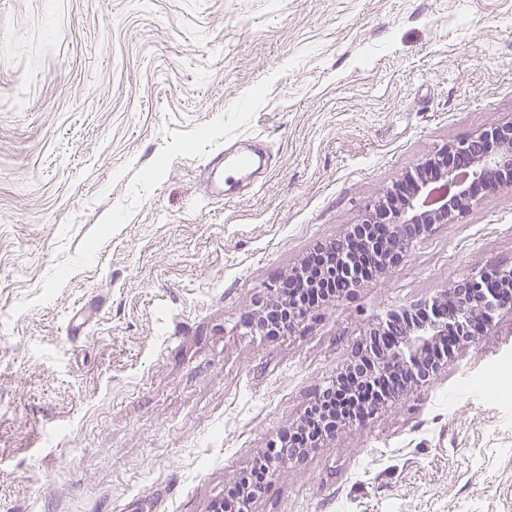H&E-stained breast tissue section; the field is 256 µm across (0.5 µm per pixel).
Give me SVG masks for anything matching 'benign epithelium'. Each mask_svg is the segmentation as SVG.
Here are the masks:
<instances>
[{
    "label": "benign epithelium",
    "mask_w": 512,
    "mask_h": 512,
    "mask_svg": "<svg viewBox=\"0 0 512 512\" xmlns=\"http://www.w3.org/2000/svg\"><path fill=\"white\" fill-rule=\"evenodd\" d=\"M434 169L437 178L426 177ZM403 183L412 186L407 198L393 204L377 201L369 207L363 223L384 224L385 237L365 234L342 239L339 262L331 271L341 284L351 286L361 277L358 250L377 258L378 272L398 264L411 245L427 236L436 224H451L473 201L479 191L512 186V122L485 128L472 136L438 150L422 167L408 171ZM427 312L424 321L407 324L401 334L392 335L391 318L372 324L368 335L376 356L372 374L387 376L428 371L435 378L439 364L427 370V357L442 345L446 354L472 342L488 316L512 309V270L495 269L480 280L468 281L414 306Z\"/></svg>",
    "instance_id": "benign-epithelium-1"
}]
</instances>
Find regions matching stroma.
<instances>
[{
  "mask_svg": "<svg viewBox=\"0 0 512 512\" xmlns=\"http://www.w3.org/2000/svg\"><path fill=\"white\" fill-rule=\"evenodd\" d=\"M512 121V0H0V512H212L370 323L512 268V188L289 332L317 242ZM271 166L204 192L225 146ZM512 310L248 512H512ZM279 301L277 299H273L269 307L272 308L274 305H277ZM267 306L261 310L260 312H257L250 321V327L255 330L259 331L261 333L266 334V325L264 320V313L266 311ZM269 310V308H267ZM289 309L288 305H282L273 307L271 310L266 312V316H269V321L272 323L273 327L278 329L279 327H286L288 324V315H289ZM281 321V322H280ZM280 322V323H279ZM279 323V324H278Z\"/></svg>",
  "mask_w": 512,
  "mask_h": 512,
  "instance_id": "35a3bbf8",
  "label": "stroma"
}]
</instances>
